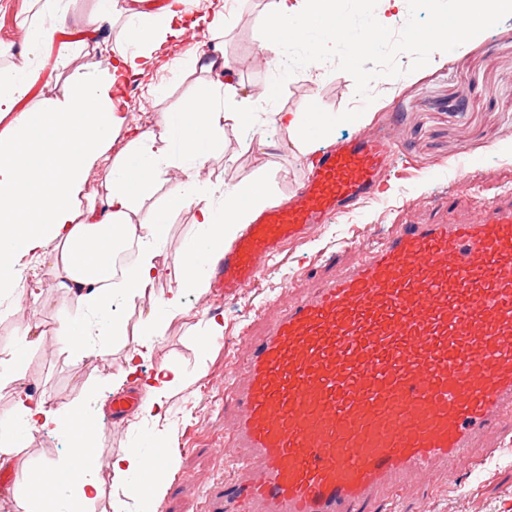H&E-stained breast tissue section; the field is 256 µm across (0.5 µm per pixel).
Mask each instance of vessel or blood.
Returning <instances> with one entry per match:
<instances>
[{
	"label": "vessel or blood",
	"mask_w": 512,
	"mask_h": 512,
	"mask_svg": "<svg viewBox=\"0 0 512 512\" xmlns=\"http://www.w3.org/2000/svg\"><path fill=\"white\" fill-rule=\"evenodd\" d=\"M382 135L323 151L285 204L224 249L213 295L256 282L310 229L378 195ZM237 476L201 512H367L403 474L467 452L512 419V203L400 224L313 293L281 302L224 381Z\"/></svg>",
	"instance_id": "obj_1"
}]
</instances>
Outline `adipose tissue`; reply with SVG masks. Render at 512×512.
<instances>
[{
  "label": "adipose tissue",
  "mask_w": 512,
  "mask_h": 512,
  "mask_svg": "<svg viewBox=\"0 0 512 512\" xmlns=\"http://www.w3.org/2000/svg\"><path fill=\"white\" fill-rule=\"evenodd\" d=\"M126 17L125 45L108 58L104 76L76 78L58 99L41 111L24 108L31 75L0 71V288L16 291L24 256L42 259L58 274L59 288L75 301L77 314L61 321L57 334L77 358L105 357L109 337L124 326L112 314L115 299L135 302L151 298L144 336L126 359V375L136 373L150 353L154 336L183 311L187 294L204 295L213 267L224 255V242L267 207L270 195L260 182L247 188H225L214 201L211 188L196 181L194 172L224 147V123L234 119L260 128L269 121L287 130L300 153H308L318 137L336 122L332 112L272 111L261 116L242 108L229 113L214 105L212 91L187 99L176 111L161 113L156 128L134 127L124 148L106 151L116 129L112 91L128 75L141 71L154 53L187 33L186 0H163L159 10L134 6L132 0H96L94 18ZM336 0H268L263 49L275 55L288 44L304 41L311 55L327 56L336 46ZM106 159L108 193L102 205H83L81 186L90 166ZM187 173L167 203L138 217L137 201L165 169ZM193 206L204 234L184 240L174 251L176 286L156 296L161 270L160 244L167 237L173 210ZM26 346L0 359V380L15 387V410L0 421L7 448H0V469L15 468L31 492L25 512H84L101 494L93 452L99 438L98 417L85 410L60 411L34 397L25 383ZM43 431L67 443L63 463H44L29 472L20 458L31 432ZM112 472L125 492L139 503H157L164 490L166 467L150 464L148 453L130 449L112 458ZM145 485H138V478ZM55 487L53 498L40 494Z\"/></svg>",
  "instance_id": "ef3b65f1"
}]
</instances>
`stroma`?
Wrapping results in <instances>:
<instances>
[{
    "mask_svg": "<svg viewBox=\"0 0 512 512\" xmlns=\"http://www.w3.org/2000/svg\"><path fill=\"white\" fill-rule=\"evenodd\" d=\"M266 0H223L224 31L211 34L196 27L160 63L147 66L123 86L120 110L126 123L154 124L160 113L173 110L198 87L217 82V102L262 107V94L272 79L259 70L253 58L262 51ZM95 0H69L68 22L56 27L55 45L43 56L35 84L25 102L38 110L59 98L69 79L89 72L92 64L105 63L111 51L122 48L125 19L114 16L100 37V25L91 24ZM53 26L41 14L39 0H0V69H26V31L33 18ZM221 47L234 66L230 89L219 86L223 74L207 71L198 56L203 47ZM409 55L398 63L405 75L375 80V99L363 105L355 94L353 78L329 69L314 74L303 69L289 78L276 109L340 113L363 108L361 125L339 124L331 135L338 143L362 133L384 132L401 153L377 199L362 201L352 214L313 229L307 239L275 261L265 264L261 278L227 300L212 295L186 297L182 313L155 337L152 351L124 390L142 389L146 378L160 367L182 371L188 383L167 402L165 420H155L146 408L122 419L109 416L113 389L103 382L119 374L126 354L136 346L138 327L151 308L148 300H116L112 308L125 323L124 335L114 337L112 353L104 359L80 360L63 351L58 339L30 347L27 380L33 393L54 408H84L103 414L97 442L98 478L102 496L90 512H140L139 505L123 494L111 468L113 455L127 448H148L163 440L171 455V469L157 512H200L202 493L217 479L230 475L237 455L232 447L215 454V440L234 422L224 409V377L231 360L243 356V327L254 336L267 333L277 318L279 302L287 295H302L318 288L330 275L352 266L363 245L374 236L404 222L425 224L448 220L450 213L464 215L484 204H504L512 199V17L479 34L456 50L436 52L430 63L409 71ZM163 96H154L156 87ZM267 148L257 149L252 130L228 121L224 148L210 158L198 174L215 191L263 179L273 203L288 200L302 184L309 158L294 148L286 130L262 126ZM462 182L464 194L456 211H448L441 195ZM335 253L334 264L323 265L322 254ZM25 291L0 298V358L16 347L24 324L40 321L58 328L62 319L75 315L72 300L59 292L46 266L28 276ZM220 319L223 330L209 334V318ZM399 501L375 500V512H512V442L498 443L495 436H477L468 453L448 466L399 480Z\"/></svg>",
    "mask_w": 512,
    "mask_h": 512,
    "instance_id": "1",
    "label": "stroma"
}]
</instances>
